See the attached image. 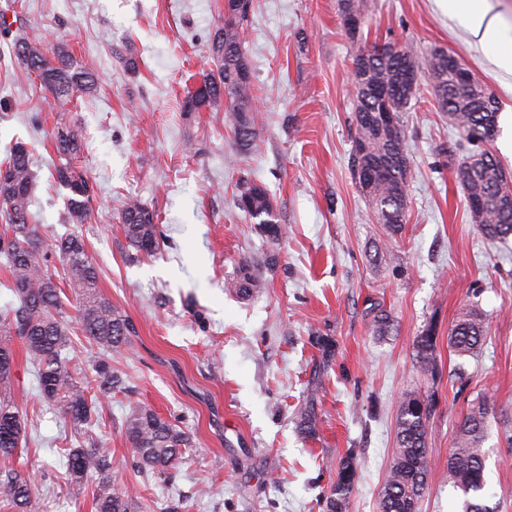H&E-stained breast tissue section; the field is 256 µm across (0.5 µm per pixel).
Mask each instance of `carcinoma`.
<instances>
[{"label":"carcinoma","mask_w":512,"mask_h":512,"mask_svg":"<svg viewBox=\"0 0 512 512\" xmlns=\"http://www.w3.org/2000/svg\"><path fill=\"white\" fill-rule=\"evenodd\" d=\"M249 0L224 13V21L214 35L222 44L209 43L215 68L197 76L187 90L185 106L190 111L224 108L230 113L238 152L245 155L256 145L258 122L252 109V78L241 77L249 66L244 48ZM0 28L17 34L8 48L11 56L39 81L38 98L50 107L64 109L79 95H91L97 88L94 70L79 63L64 46L49 47L37 31L24 22L13 26L6 16ZM357 48L352 56L356 96L355 136L350 156V170L360 193L393 240L406 223L407 187L411 163L406 150V132L402 113L411 109L422 81L432 84L440 109L459 126L471 145L491 142L481 136L497 129L500 103L495 93L477 81L460 82L448 73V53L435 50L424 60L417 59L411 47L398 45V53L381 50V44L352 36ZM416 72L413 89L400 86L408 70ZM391 94L392 109L397 116L393 133L369 121L375 115L377 96L373 90ZM56 160L51 176L68 191L65 197V223L90 224L95 220L91 207L92 185L87 172L77 165L84 153V136L75 117L63 118L53 132ZM391 161L384 174L370 181L362 177L369 163ZM466 198L483 201L477 224L491 240H506L512 235V205L505 199L512 194V180L496 156L488 149L473 154L455 169ZM35 186L32 154L26 142L14 140L0 162V255L6 260L8 280L4 287L17 303L0 312V337L15 336L25 349L26 361L33 369L40 398L58 409L70 424L80 427L92 420L101 401L112 397L121 387V372L112 358L131 345L133 324L99 292V271L89 258L82 236L71 233L47 239L39 225L32 222L30 205ZM239 201L248 203L244 211L260 226L271 241L283 237L284 228L265 187L243 182ZM128 247L134 258L152 256L160 248L155 214L137 198H129L118 210ZM62 266V279L76 296L77 320L83 335L91 340L90 361L96 377L91 381L96 394L88 396L89 381L74 374L69 366L71 340L69 323L63 309L56 271L50 256ZM241 295L263 287L262 280L248 262L239 265L229 283ZM374 332L389 331V313L374 305L370 309ZM487 335L485 320L475 312L463 313L448 331V348L459 357L475 354ZM435 331L427 329L415 341L419 368L433 372ZM12 349L0 343V460L11 461L18 455L26 436V425L11 398L13 370ZM435 403L429 397L408 392L400 400L394 457L379 500V512H419L420 502L429 483L428 428ZM492 407L485 401L473 405L458 421L454 446L448 456V483L470 496L465 512H492L483 504L486 496V452L483 444L488 434ZM317 415L311 406L297 414L301 432L316 431ZM123 429L133 449L131 468L144 476H164L183 459L192 447L189 435L171 419H166L145 405L131 407L123 420ZM65 467L71 483L82 486L96 478L93 489L95 512H134L135 497L115 490L110 449L101 442L88 447L72 448L66 454ZM357 467L349 457L336 471V480L325 496L326 512H345L353 491ZM0 498L11 512H40V498L30 475L13 466L0 471Z\"/></svg>","instance_id":"obj_1"}]
</instances>
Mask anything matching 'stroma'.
Masks as SVG:
<instances>
[{
	"label": "stroma",
	"mask_w": 512,
	"mask_h": 512,
	"mask_svg": "<svg viewBox=\"0 0 512 512\" xmlns=\"http://www.w3.org/2000/svg\"><path fill=\"white\" fill-rule=\"evenodd\" d=\"M20 14L48 43L65 44L99 77L94 95L75 101L86 147L80 164L92 180V224L61 220L65 189L50 177L58 112L33 94L34 74L0 57V149L28 143L36 175L31 212L46 235L81 234L99 287L136 329L114 363L124 391L100 410L92 434L112 453L118 492L135 493L149 512H323L339 462L354 455L357 480L346 512H376L396 448V419L408 392L434 395L428 489L420 512H462L447 481L456 422L479 400L494 402L486 474L512 489V450L502 412L512 413V238H485L448 165L463 141L423 87L402 120L411 177L407 224L386 241L350 173L355 135L353 42L338 0H252L245 49L260 111L258 147L236 156L227 112L183 108L196 75L210 69V35L224 0H0V15ZM367 41L412 44L419 56L443 49L463 58L501 101L492 150L512 174V73L501 71L444 0H365ZM139 66L127 70L121 58ZM264 186L280 224L271 243L239 203L243 181ZM157 216L160 252L136 261L117 219L125 198ZM265 286L229 290L242 260ZM477 303L488 334L458 360L448 330ZM383 304L388 335L368 312ZM436 331L435 372L416 364L417 336ZM336 344L324 359L314 339ZM12 385L37 426L21 460L44 512H93L92 484L73 486L63 465L77 430L45 409L21 341H13ZM464 362L466 389L450 373ZM313 402L315 435L296 425ZM176 418L194 445L169 481L134 475L122 428L130 406Z\"/></svg>",
	"instance_id": "35a3bbf8"
}]
</instances>
